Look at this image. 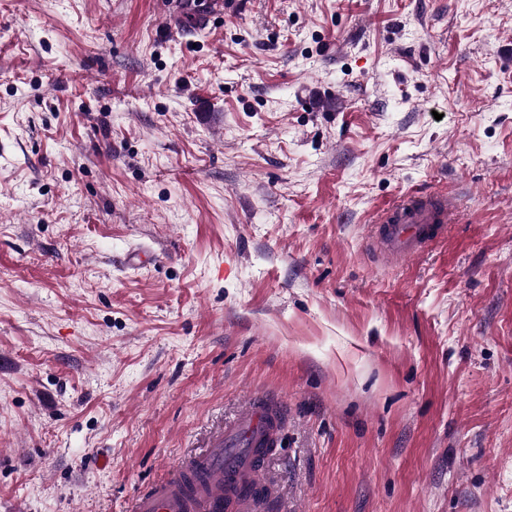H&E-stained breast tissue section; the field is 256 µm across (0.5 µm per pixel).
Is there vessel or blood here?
<instances>
[{"label": "vessel or blood", "instance_id": "obj_1", "mask_svg": "<svg viewBox=\"0 0 512 512\" xmlns=\"http://www.w3.org/2000/svg\"><path fill=\"white\" fill-rule=\"evenodd\" d=\"M455 216L448 197L415 192L377 212L372 241L387 256L411 257L432 243L438 225L453 222ZM282 425L280 407L264 398L254 399L229 426L213 431L201 452L182 460L168 478L140 490L128 512H223L228 495L235 498L236 512H257L258 503L241 491L263 482L264 468L253 456L238 455L236 446L243 439L278 446ZM192 470L200 471L205 480L193 492L182 479Z\"/></svg>", "mask_w": 512, "mask_h": 512}]
</instances>
